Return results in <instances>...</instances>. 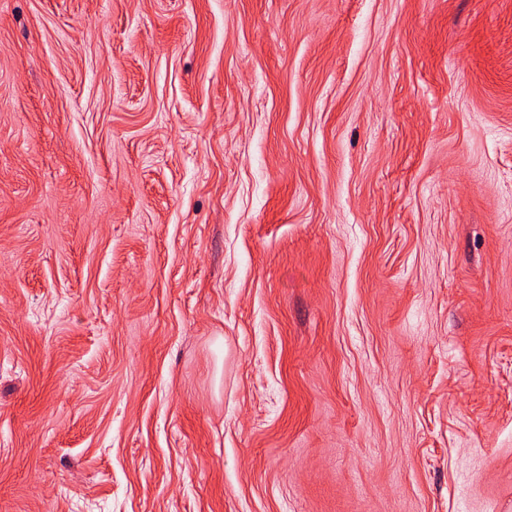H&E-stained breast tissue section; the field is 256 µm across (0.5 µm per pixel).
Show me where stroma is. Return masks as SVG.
I'll use <instances>...</instances> for the list:
<instances>
[{"label": "stroma", "instance_id": "1", "mask_svg": "<svg viewBox=\"0 0 512 512\" xmlns=\"http://www.w3.org/2000/svg\"><path fill=\"white\" fill-rule=\"evenodd\" d=\"M0 512H512V0H0Z\"/></svg>", "mask_w": 512, "mask_h": 512}]
</instances>
